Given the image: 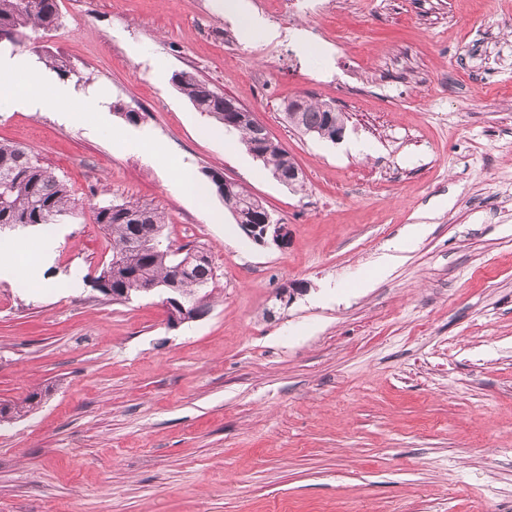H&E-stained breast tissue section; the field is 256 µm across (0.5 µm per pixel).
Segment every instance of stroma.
<instances>
[{
  "label": "stroma",
  "mask_w": 512,
  "mask_h": 512,
  "mask_svg": "<svg viewBox=\"0 0 512 512\" xmlns=\"http://www.w3.org/2000/svg\"><path fill=\"white\" fill-rule=\"evenodd\" d=\"M280 2L247 0L276 59L222 0H58L61 26L38 36L102 116L0 107V140L77 203L0 231L52 245L0 280V403L42 393L0 423V512H512V0H338L298 37ZM182 70L254 112L304 191L198 112ZM306 95L344 112L342 140L288 125L284 103ZM186 167L246 186L287 248L252 243L216 194L176 190ZM123 202L205 246L203 317L172 328L162 292L92 288L112 257L93 212ZM41 395V392L33 391L19 402L1 405L0 420L18 419L28 415L41 403Z\"/></svg>",
  "instance_id": "stroma-1"
}]
</instances>
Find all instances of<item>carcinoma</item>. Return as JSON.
Instances as JSON below:
<instances>
[{
    "instance_id": "carcinoma-1",
    "label": "carcinoma",
    "mask_w": 512,
    "mask_h": 512,
    "mask_svg": "<svg viewBox=\"0 0 512 512\" xmlns=\"http://www.w3.org/2000/svg\"><path fill=\"white\" fill-rule=\"evenodd\" d=\"M60 23L57 0H0V46L25 43L35 47L37 34L49 32ZM39 59L62 78L74 70L63 58L44 54ZM173 82L194 108L238 132L248 150L258 155L273 177L294 191H302L305 181L291 180L298 169L294 158L279 143L255 139L253 122L234 121L224 112V96L191 71L174 74ZM297 117L288 122L317 137L330 121L344 122L343 113L328 112V104L301 97ZM236 204L251 215L266 212L263 203L242 185L231 184ZM76 209L75 199L65 182L26 147L0 142V225L37 226L58 224ZM95 223L112 240V258L93 278L92 287L113 300L127 299L152 286L166 293L171 310L187 309L179 323L194 321L209 309L216 271L204 249L184 244L174 246L165 234L168 215L157 206L109 203L96 208ZM41 403V393L33 391L21 401L0 406V420L24 417Z\"/></svg>"
}]
</instances>
